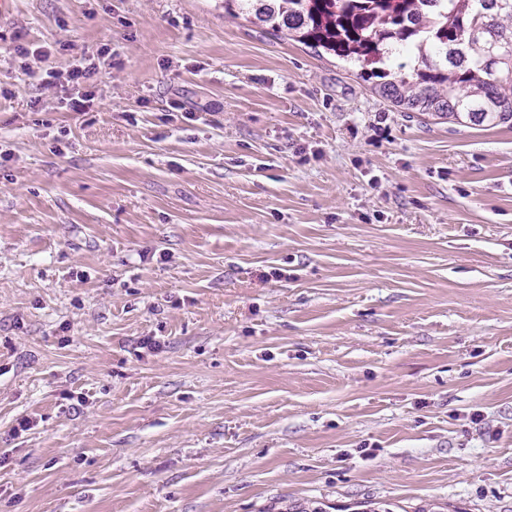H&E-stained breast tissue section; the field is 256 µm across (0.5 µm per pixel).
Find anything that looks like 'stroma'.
<instances>
[{"instance_id":"1","label":"stroma","mask_w":512,"mask_h":512,"mask_svg":"<svg viewBox=\"0 0 512 512\" xmlns=\"http://www.w3.org/2000/svg\"><path fill=\"white\" fill-rule=\"evenodd\" d=\"M19 38L94 58V107ZM380 504L512 512V127L396 111L224 0H13L0 512Z\"/></svg>"}]
</instances>
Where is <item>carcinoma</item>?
I'll return each mask as SVG.
<instances>
[{"label": "carcinoma", "mask_w": 512, "mask_h": 512, "mask_svg": "<svg viewBox=\"0 0 512 512\" xmlns=\"http://www.w3.org/2000/svg\"><path fill=\"white\" fill-rule=\"evenodd\" d=\"M224 12L349 62L393 107L512 125V0H224Z\"/></svg>", "instance_id": "cac0c4a2"}]
</instances>
